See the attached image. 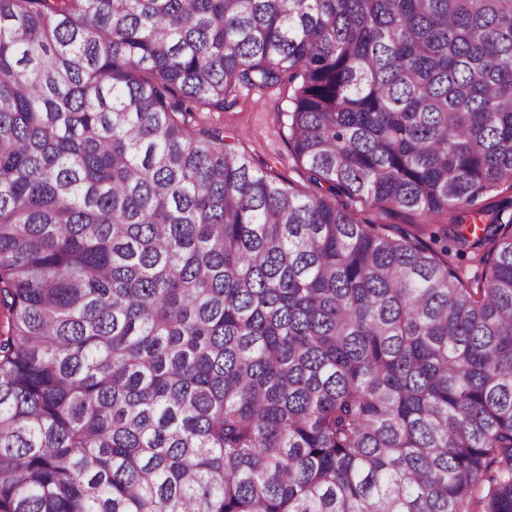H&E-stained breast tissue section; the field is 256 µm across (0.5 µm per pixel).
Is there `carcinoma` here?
Here are the masks:
<instances>
[{"instance_id":"obj_1","label":"carcinoma","mask_w":512,"mask_h":512,"mask_svg":"<svg viewBox=\"0 0 512 512\" xmlns=\"http://www.w3.org/2000/svg\"><path fill=\"white\" fill-rule=\"evenodd\" d=\"M503 187L512 0H0V512H512ZM282 86L240 87L236 103L224 112H198L205 125L224 129L226 141L246 154L253 163L279 180L309 191L307 173L289 149L281 112L288 108ZM358 218L365 222L376 224H395L401 230L411 233L422 241H429L431 230L428 224H423L424 218L415 211L388 212L370 204L357 205Z\"/></svg>"}]
</instances>
